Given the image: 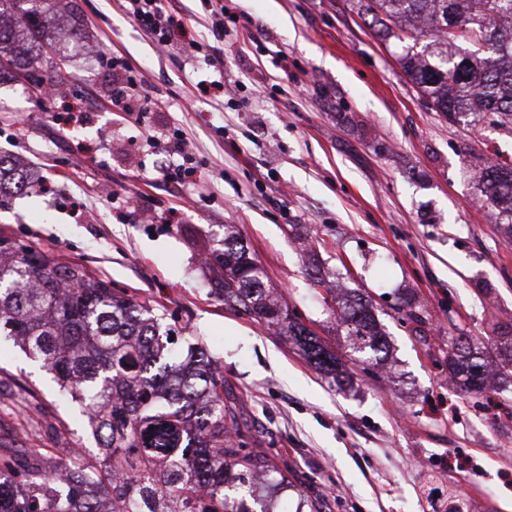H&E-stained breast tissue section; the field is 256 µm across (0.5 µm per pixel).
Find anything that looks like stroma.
<instances>
[{"mask_svg": "<svg viewBox=\"0 0 512 512\" xmlns=\"http://www.w3.org/2000/svg\"><path fill=\"white\" fill-rule=\"evenodd\" d=\"M79 39L44 66L66 92L46 99L0 80V154L35 186L0 199V237L85 266L202 340L248 430L291 484L279 512H512V394L462 392L448 344L512 336V235L478 190L487 161L512 162V125L453 122L405 76L400 43L378 40L350 0H223L224 37L205 0H184L214 44L232 97L203 92V60L159 51L118 0H67ZM158 100L146 122L112 109V53ZM180 125L200 180L162 182L147 136ZM137 200L125 208L126 196ZM233 227L267 288L341 360L337 382L302 351L212 292L202 259ZM368 295L390 358L366 373L307 268ZM412 295L416 327L399 297ZM80 407L16 346H0V452L91 448Z\"/></svg>", "mask_w": 512, "mask_h": 512, "instance_id": "35a3bbf8", "label": "stroma"}]
</instances>
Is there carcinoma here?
<instances>
[{"label":"carcinoma","mask_w":512,"mask_h":512,"mask_svg":"<svg viewBox=\"0 0 512 512\" xmlns=\"http://www.w3.org/2000/svg\"><path fill=\"white\" fill-rule=\"evenodd\" d=\"M46 0H0V75L34 76L56 46L58 16ZM381 40L403 44L407 78L445 116L472 112L512 124V0H357ZM425 44L414 50L418 41ZM25 176L0 155V197L22 190ZM480 192L512 231V165L489 163ZM214 293L230 309L292 340L318 370L334 375L335 353L272 298L264 272L242 239L227 234ZM341 324L362 368L388 351L371 301L356 291L336 298ZM175 331L147 302L112 289L78 264L30 245L0 248V337L50 370L78 402L96 442L62 468L33 451L0 482V512H271L253 486L288 476L244 447L245 431L224 372L202 341L176 348ZM448 369L467 393L487 388L484 352L466 336L448 344Z\"/></svg>","instance_id":"1"}]
</instances>
